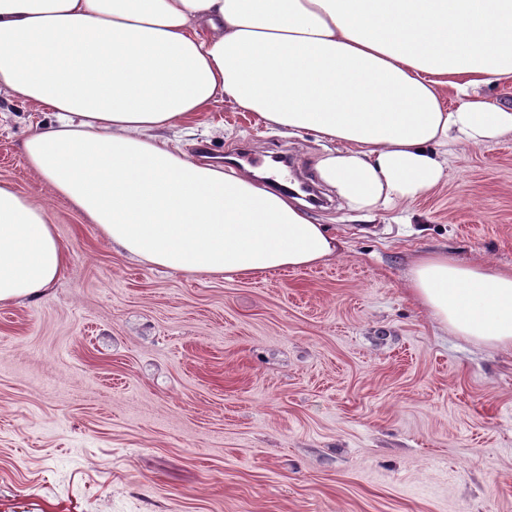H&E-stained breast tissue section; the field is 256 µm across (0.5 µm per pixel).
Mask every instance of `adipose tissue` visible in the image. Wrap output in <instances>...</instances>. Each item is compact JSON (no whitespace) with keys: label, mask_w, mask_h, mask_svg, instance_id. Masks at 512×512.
Here are the masks:
<instances>
[{"label":"adipose tissue","mask_w":512,"mask_h":512,"mask_svg":"<svg viewBox=\"0 0 512 512\" xmlns=\"http://www.w3.org/2000/svg\"><path fill=\"white\" fill-rule=\"evenodd\" d=\"M510 76L512 0H0V89L53 114L21 143L28 169L113 246L195 275L307 269L338 242L299 200L162 131L227 99L329 142L319 181L377 212L439 182L438 147L512 134V109L478 92ZM65 266L46 209L0 182V303L42 296ZM408 287L454 335L512 350V271L431 252Z\"/></svg>","instance_id":"adipose-tissue-1"}]
</instances>
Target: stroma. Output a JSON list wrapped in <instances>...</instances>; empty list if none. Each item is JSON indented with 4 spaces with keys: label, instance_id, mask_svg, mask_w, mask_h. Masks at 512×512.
I'll use <instances>...</instances> for the list:
<instances>
[{
    "label": "stroma",
    "instance_id": "1",
    "mask_svg": "<svg viewBox=\"0 0 512 512\" xmlns=\"http://www.w3.org/2000/svg\"><path fill=\"white\" fill-rule=\"evenodd\" d=\"M49 119L0 93V181L67 249L41 298L0 304V512H512V351L407 287L426 251L512 270V135L439 149L443 179L399 223L324 193L308 212L336 256L227 280L112 248L36 183L20 145ZM181 146L259 169L282 153L314 184L327 143L219 99Z\"/></svg>",
    "mask_w": 512,
    "mask_h": 512
}]
</instances>
